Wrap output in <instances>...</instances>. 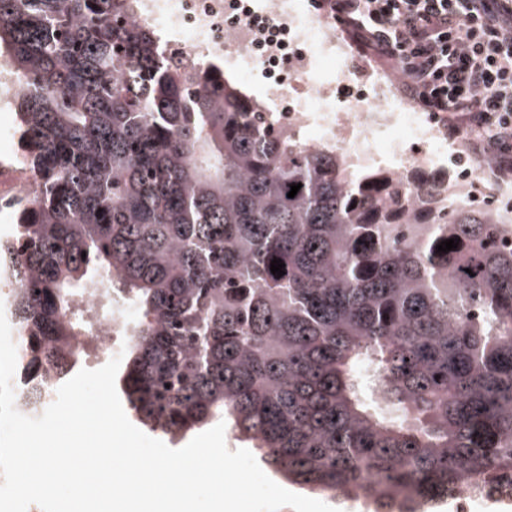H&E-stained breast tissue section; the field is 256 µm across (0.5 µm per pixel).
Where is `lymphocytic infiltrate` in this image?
Segmentation results:
<instances>
[{"mask_svg": "<svg viewBox=\"0 0 512 512\" xmlns=\"http://www.w3.org/2000/svg\"><path fill=\"white\" fill-rule=\"evenodd\" d=\"M474 155L512 175V0H325Z\"/></svg>", "mask_w": 512, "mask_h": 512, "instance_id": "1", "label": "lymphocytic infiltrate"}]
</instances>
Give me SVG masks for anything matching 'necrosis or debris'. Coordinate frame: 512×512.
<instances>
[{
  "mask_svg": "<svg viewBox=\"0 0 512 512\" xmlns=\"http://www.w3.org/2000/svg\"><path fill=\"white\" fill-rule=\"evenodd\" d=\"M248 0H139L136 23L152 22L166 37V49L197 61L224 63L241 80L257 68L274 69L281 62L276 43L258 51L260 34L244 24L243 14L230 2ZM280 30H293L301 48L291 60L290 79L271 86L267 114L276 125L296 134L309 148H330L350 159L366 158L397 176L420 165L442 166L456 160L458 143L445 140L442 127L402 98L396 80L379 69H366L361 79L371 91L354 102L348 112H334L330 98L335 88L349 84L342 65L347 51L321 13H300L288 0H272L268 13ZM33 196V179L20 155H0V218L25 207Z\"/></svg>",
  "mask_w": 512,
  "mask_h": 512,
  "instance_id": "4bbe7bcc",
  "label": "necrosis or debris"
}]
</instances>
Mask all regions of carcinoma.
Wrapping results in <instances>:
<instances>
[{
	"instance_id": "carcinoma-1",
	"label": "carcinoma",
	"mask_w": 512,
	"mask_h": 512,
	"mask_svg": "<svg viewBox=\"0 0 512 512\" xmlns=\"http://www.w3.org/2000/svg\"><path fill=\"white\" fill-rule=\"evenodd\" d=\"M136 3L0 0L35 181L0 237L19 396L71 377L103 285L140 315L120 387L153 432L222 418L274 474L374 512L512 489V215L272 133Z\"/></svg>"
}]
</instances>
